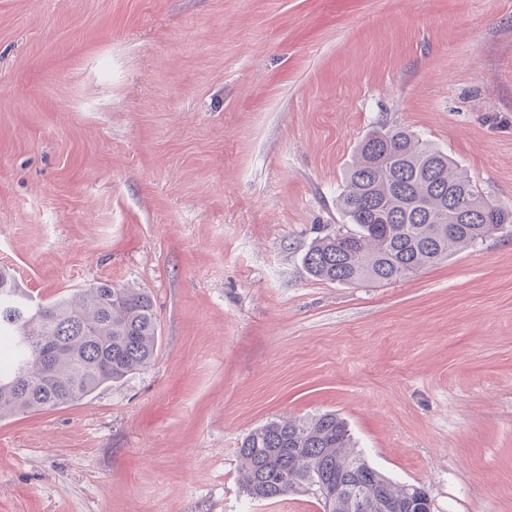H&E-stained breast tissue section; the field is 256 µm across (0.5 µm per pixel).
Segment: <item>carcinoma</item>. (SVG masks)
Here are the masks:
<instances>
[{"label":"carcinoma","instance_id":"obj_1","mask_svg":"<svg viewBox=\"0 0 512 512\" xmlns=\"http://www.w3.org/2000/svg\"><path fill=\"white\" fill-rule=\"evenodd\" d=\"M338 204L356 229L316 240L303 266L347 285L400 281L512 224V209L487 200L448 154L385 123L358 142ZM158 346L144 292L102 283L37 301L0 269V420L82 401L147 369ZM238 455L255 502L326 487L317 498L323 512H368L371 497H404V484L365 461L334 412L270 421Z\"/></svg>","mask_w":512,"mask_h":512}]
</instances>
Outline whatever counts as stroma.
<instances>
[{
	"label": "stroma",
	"mask_w": 512,
	"mask_h": 512,
	"mask_svg": "<svg viewBox=\"0 0 512 512\" xmlns=\"http://www.w3.org/2000/svg\"><path fill=\"white\" fill-rule=\"evenodd\" d=\"M381 122L512 208V0H0V268L143 289L160 336L0 420V512H266L243 437L327 411L433 512H512V226L392 284L302 264Z\"/></svg>",
	"instance_id": "stroma-1"
}]
</instances>
